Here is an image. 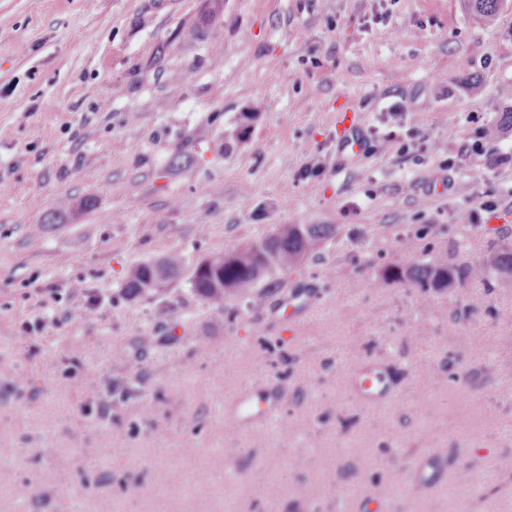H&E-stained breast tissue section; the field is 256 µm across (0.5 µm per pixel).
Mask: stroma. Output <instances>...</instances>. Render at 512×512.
Segmentation results:
<instances>
[{
    "instance_id": "stroma-1",
    "label": "stroma",
    "mask_w": 512,
    "mask_h": 512,
    "mask_svg": "<svg viewBox=\"0 0 512 512\" xmlns=\"http://www.w3.org/2000/svg\"><path fill=\"white\" fill-rule=\"evenodd\" d=\"M509 108L512 0L489 24L461 0H0V512H330L338 481L387 512H512V278L425 305L379 279L512 245V128L479 135ZM280 224L335 238L260 308L185 273L119 296L138 263ZM369 357L398 396L374 409L347 387ZM242 390L279 420L227 424ZM404 448L445 450L433 494L392 482Z\"/></svg>"
}]
</instances>
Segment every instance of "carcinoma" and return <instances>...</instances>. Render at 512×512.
Instances as JSON below:
<instances>
[{
    "mask_svg": "<svg viewBox=\"0 0 512 512\" xmlns=\"http://www.w3.org/2000/svg\"><path fill=\"white\" fill-rule=\"evenodd\" d=\"M466 10L480 21H495L502 0H464ZM334 228L329 224H282L265 237L234 249L228 258L216 251L193 264L182 253L175 252L157 261L138 264L130 273L123 294L128 299L149 295L164 287L173 276L187 267L191 291L209 306L224 309V302L244 296L256 307L263 301L262 281L272 276L286 275L321 242L329 238ZM512 275V247L500 248L491 259L476 264L454 266L439 256L408 267L384 269L386 282L420 289V299L427 302L430 293L440 292L468 279H486L489 271Z\"/></svg>",
    "mask_w": 512,
    "mask_h": 512,
    "instance_id": "cac0c4a2",
    "label": "carcinoma"
}]
</instances>
